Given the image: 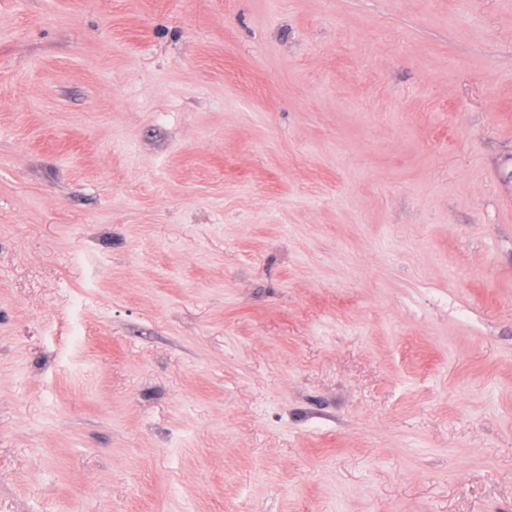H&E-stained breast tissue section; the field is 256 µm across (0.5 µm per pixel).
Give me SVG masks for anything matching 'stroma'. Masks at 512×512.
Returning a JSON list of instances; mask_svg holds the SVG:
<instances>
[{
  "label": "stroma",
  "instance_id": "obj_1",
  "mask_svg": "<svg viewBox=\"0 0 512 512\" xmlns=\"http://www.w3.org/2000/svg\"><path fill=\"white\" fill-rule=\"evenodd\" d=\"M0 512H512V0H0Z\"/></svg>",
  "mask_w": 512,
  "mask_h": 512
}]
</instances>
